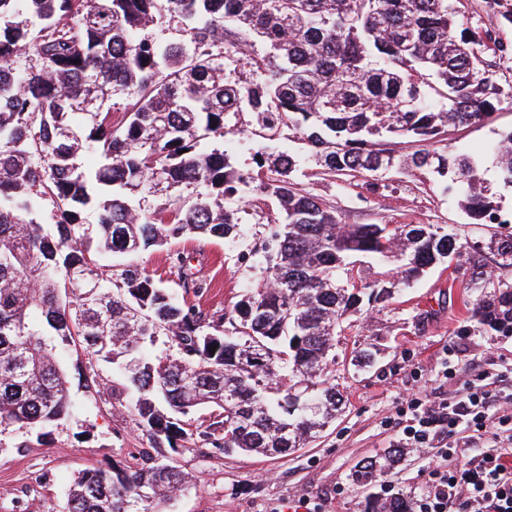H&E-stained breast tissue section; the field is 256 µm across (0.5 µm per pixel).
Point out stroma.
Here are the masks:
<instances>
[{
  "label": "stroma",
  "mask_w": 512,
  "mask_h": 512,
  "mask_svg": "<svg viewBox=\"0 0 512 512\" xmlns=\"http://www.w3.org/2000/svg\"><path fill=\"white\" fill-rule=\"evenodd\" d=\"M241 120L244 132L227 133L216 143L233 167L252 171L255 151L275 144L300 159L293 174L298 188L335 209L343 223L437 224L468 243L495 230L494 225L474 223L436 173L331 175L309 160L307 146L291 131L271 142L253 114L244 113ZM504 128H512L509 103L502 104L492 123L451 131L436 148L472 156L507 218L512 216V189L501 187L491 156ZM224 205L238 212V236L177 238L143 252L139 262L173 289L178 277L169 256L176 251L189 256L191 271L207 283L192 296V304L228 314L266 282L269 255L262 247L279 207L252 180L240 184ZM398 288L389 306L346 318L339 350L368 348L376 351L377 360L360 372L337 366L332 382L346 408L320 439L286 456L227 454L204 441L208 412L198 409L187 418L188 438L168 454L188 474L190 486L165 512H284L291 503L302 512H370L373 501L385 500L388 490L422 491L442 462V449L413 448L388 478L362 484L351 477L359 462L397 444L400 412L411 398L429 390L453 401L469 388L489 383L497 395L496 411L512 412V334L480 327L462 305L463 296L477 298L479 289L466 288L444 263ZM61 363L74 401L72 413L42 432L0 426V512H67V491L78 472L113 462L135 468L153 452L138 427L134 400L118 365L87 363L77 346L65 350Z\"/></svg>",
  "instance_id": "1"
}]
</instances>
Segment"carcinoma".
Returning a JSON list of instances; mask_svg holds the SVG:
<instances>
[{"label":"carcinoma","mask_w":512,"mask_h":512,"mask_svg":"<svg viewBox=\"0 0 512 512\" xmlns=\"http://www.w3.org/2000/svg\"><path fill=\"white\" fill-rule=\"evenodd\" d=\"M488 6L512 26V0ZM173 24L183 39L143 34ZM490 42L508 51L492 30L464 26L450 0H0V425L36 429L70 414L60 353L77 344L90 360L122 362L155 448L176 449L182 417L200 405L210 408L202 435L226 454L284 456L316 441L344 404L327 380L343 318L395 296L390 272L360 282L349 259L398 262L407 281L456 260L467 287L485 288V253L512 267V234L464 244L433 224H344L290 180L294 156L257 152L271 173L258 190L281 213L265 287L210 314L138 258L172 238L237 234L224 197L249 174L207 143L244 112L273 135H300L332 174H449L470 217L486 220L498 206L476 162L433 144L512 103L477 50ZM234 55L257 78L224 74ZM384 136L420 148L401 154ZM495 156L511 188L512 129ZM145 188L148 209L136 203ZM170 264L184 292L206 288L182 254ZM468 313L512 332V285ZM158 336L175 352L149 359ZM403 455L385 448L352 477L368 482ZM186 486L163 454L134 471L115 462L73 479L68 512H158ZM411 499L401 492L373 512H411Z\"/></svg>","instance_id":"cac0c4a2"}]
</instances>
